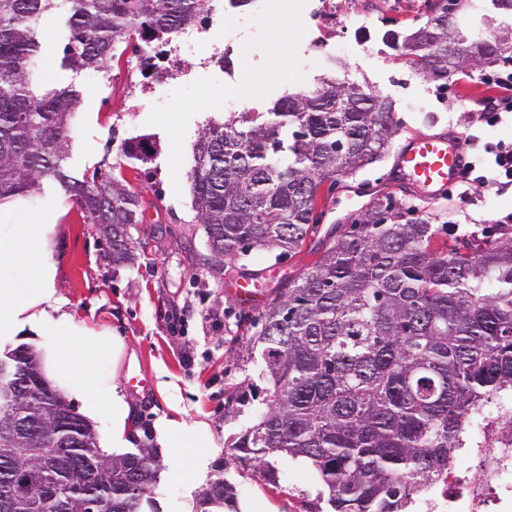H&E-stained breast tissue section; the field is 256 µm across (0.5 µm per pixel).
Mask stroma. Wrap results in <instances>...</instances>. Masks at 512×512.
Here are the masks:
<instances>
[{
	"mask_svg": "<svg viewBox=\"0 0 512 512\" xmlns=\"http://www.w3.org/2000/svg\"><path fill=\"white\" fill-rule=\"evenodd\" d=\"M367 13V28L355 25ZM426 0H261L246 10L211 0L203 19L188 30L202 47L173 56L164 44L156 71L135 67L132 43L122 44L106 72L62 70L56 42L44 48L43 81L75 83L82 102L70 122L65 166L78 177L99 163L139 194L150 243L134 265L113 266L95 225L59 186L44 183L40 193L0 207L1 224L50 220V250L57 266L55 288L72 324L121 337L125 354L117 384L139 428L151 431L164 469L154 490L162 512H194L196 495L216 472L236 489L241 512H323L320 482L305 463L277 462V480L268 482L250 462L234 460L235 437L250 427L263 406L254 400L262 385V361L247 342L250 318L259 308L241 305L226 293L228 282L254 273L263 294L296 278L317 259L335 227L351 223L373 199L391 197L397 207L431 216L433 223L478 232L512 214V192L494 188L450 190L426 200L407 183L392 157L360 171L333 191L322 192L321 221L300 252L276 259L251 252L235 262L209 261L204 227L196 221L187 182L191 150L210 122L232 119L239 106L263 112L288 92L311 87L331 60L344 62L339 80L362 86L395 104L394 146L417 134L454 131L512 143V116L487 125L469 101L484 93L480 73L454 75L447 86L424 78L383 42L386 31L423 26ZM146 139L150 156L126 158L121 145ZM146 380L143 388L131 378ZM204 422L214 439L205 456L166 443L162 420Z\"/></svg>",
	"mask_w": 512,
	"mask_h": 512,
	"instance_id": "35a3bbf8",
	"label": "stroma"
}]
</instances>
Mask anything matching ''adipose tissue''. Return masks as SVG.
Masks as SVG:
<instances>
[{"mask_svg":"<svg viewBox=\"0 0 512 512\" xmlns=\"http://www.w3.org/2000/svg\"><path fill=\"white\" fill-rule=\"evenodd\" d=\"M47 224L17 225L10 246L0 247V335L11 336L23 329L46 335L43 370L63 394L81 397L98 392L110 420L113 441H121L130 428V407L116 386L105 383L96 358L120 361L125 344L105 334L92 335L79 329L65 341L51 338L58 324L62 302L56 295L55 263L47 250Z\"/></svg>","mask_w":512,"mask_h":512,"instance_id":"adipose-tissue-1","label":"adipose tissue"}]
</instances>
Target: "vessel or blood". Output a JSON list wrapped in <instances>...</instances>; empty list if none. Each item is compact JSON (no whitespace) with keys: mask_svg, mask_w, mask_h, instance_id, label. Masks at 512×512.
I'll use <instances>...</instances> for the list:
<instances>
[{"mask_svg":"<svg viewBox=\"0 0 512 512\" xmlns=\"http://www.w3.org/2000/svg\"><path fill=\"white\" fill-rule=\"evenodd\" d=\"M397 166L427 195L453 186L465 163L464 137L457 134L421 135L401 146L395 155Z\"/></svg>","mask_w":512,"mask_h":512,"instance_id":"vessel-or-blood-1","label":"vessel or blood"}]
</instances>
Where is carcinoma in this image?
Masks as SVG:
<instances>
[{"label": "carcinoma", "instance_id": "obj_1", "mask_svg": "<svg viewBox=\"0 0 512 512\" xmlns=\"http://www.w3.org/2000/svg\"><path fill=\"white\" fill-rule=\"evenodd\" d=\"M208 0H0V202L56 182L109 244L112 264L134 260L131 228L142 223L140 197L99 167L78 179L64 166L69 121L81 94L41 86L48 19L59 16L60 65L105 69L135 32L149 66L155 46L193 23ZM433 0L424 28H438L433 50L387 32L405 63L448 81V11ZM499 38L481 40V65L502 59ZM398 132L393 106L363 87L321 78L310 91L283 96L268 112L211 123L193 148L189 179L211 256L234 260L253 250L291 254L316 224L325 182L386 154ZM146 161L144 142L121 145ZM448 225L409 218L375 202L347 225L296 281L277 289L251 337L272 395L256 423L234 443L235 459L266 465L288 457L317 472L329 512H406L411 496L448 479L453 454L469 445L470 420L512 396V227L485 237L435 238ZM22 374H35L21 404L43 428L29 434L44 451L21 459L34 470L37 512H160L153 492L162 463L149 435L136 451L98 450L92 422L43 377L39 354L12 348ZM196 512H239L223 477L199 494Z\"/></svg>", "mask_w": 512, "mask_h": 512}]
</instances>
